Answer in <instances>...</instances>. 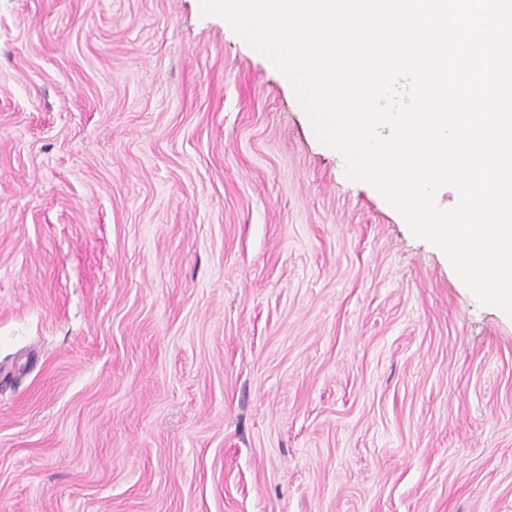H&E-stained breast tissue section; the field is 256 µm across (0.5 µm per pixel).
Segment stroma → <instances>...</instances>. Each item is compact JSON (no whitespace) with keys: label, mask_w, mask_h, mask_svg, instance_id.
<instances>
[{"label":"stroma","mask_w":512,"mask_h":512,"mask_svg":"<svg viewBox=\"0 0 512 512\" xmlns=\"http://www.w3.org/2000/svg\"><path fill=\"white\" fill-rule=\"evenodd\" d=\"M0 512H512V316L200 0H0Z\"/></svg>","instance_id":"1"}]
</instances>
